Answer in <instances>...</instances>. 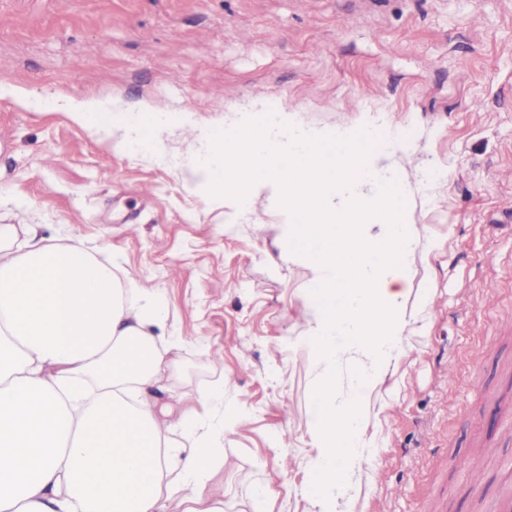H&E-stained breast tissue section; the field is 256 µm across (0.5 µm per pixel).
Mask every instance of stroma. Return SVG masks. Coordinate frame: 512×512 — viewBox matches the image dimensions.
<instances>
[{
  "instance_id": "1",
  "label": "stroma",
  "mask_w": 512,
  "mask_h": 512,
  "mask_svg": "<svg viewBox=\"0 0 512 512\" xmlns=\"http://www.w3.org/2000/svg\"><path fill=\"white\" fill-rule=\"evenodd\" d=\"M1 57L0 224L80 242L164 302L182 371L153 399L220 384L243 412L209 486L226 512H319L311 273L265 200L189 187L50 101L398 128L412 288L379 381L340 361L364 459L338 512H493L512 492V0H0Z\"/></svg>"
}]
</instances>
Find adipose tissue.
<instances>
[{
  "instance_id": "adipose-tissue-1",
  "label": "adipose tissue",
  "mask_w": 512,
  "mask_h": 512,
  "mask_svg": "<svg viewBox=\"0 0 512 512\" xmlns=\"http://www.w3.org/2000/svg\"><path fill=\"white\" fill-rule=\"evenodd\" d=\"M166 324L75 241L0 224V512H224L206 489L240 414L212 421L220 387L145 399L175 367Z\"/></svg>"
}]
</instances>
